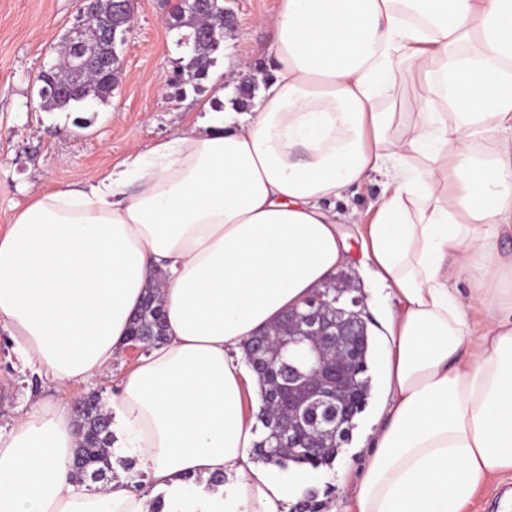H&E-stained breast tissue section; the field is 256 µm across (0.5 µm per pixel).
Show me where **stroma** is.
Here are the masks:
<instances>
[{
    "label": "stroma",
    "instance_id": "stroma-1",
    "mask_svg": "<svg viewBox=\"0 0 512 512\" xmlns=\"http://www.w3.org/2000/svg\"><path fill=\"white\" fill-rule=\"evenodd\" d=\"M279 0H224L232 22L200 87L170 86L184 65L183 37L188 28H171L168 0H134L132 28L122 47L123 74L107 103L84 112L41 108L38 76L59 59L60 39L78 12V0H0V226L50 188L77 187L94 173L110 170L130 154L172 138L180 128L205 116L204 107L241 68L266 70L271 22ZM344 275L355 287L370 322L374 353L367 375L371 392L355 419L348 443L332 466L319 468L313 489L317 502L331 507L347 493L343 472L356 471L378 429L384 403V366L389 349L382 343L383 321L397 310L396 298L371 302L365 279L371 266L352 245ZM139 353L127 349L110 371L65 388L23 368L15 343L0 330V425L25 412L61 400L75 407L85 394L119 398L122 379Z\"/></svg>",
    "mask_w": 512,
    "mask_h": 512
}]
</instances>
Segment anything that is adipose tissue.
<instances>
[{"label": "adipose tissue", "instance_id": "adipose-tissue-1", "mask_svg": "<svg viewBox=\"0 0 512 512\" xmlns=\"http://www.w3.org/2000/svg\"><path fill=\"white\" fill-rule=\"evenodd\" d=\"M267 57L244 110L208 111L13 217L0 328L35 372L86 382L128 348L162 272L166 342L107 405L113 465L136 459L166 512H291L312 479L254 461L245 345L348 265L339 225L355 216L332 204L383 176L359 236L400 306L383 423L343 483L354 512H467L512 472V288L479 321L457 288L512 269V0H279ZM408 75L420 94L382 110ZM78 441L61 402L0 432V512H149L125 478L93 491L72 477Z\"/></svg>", "mask_w": 512, "mask_h": 512}]
</instances>
